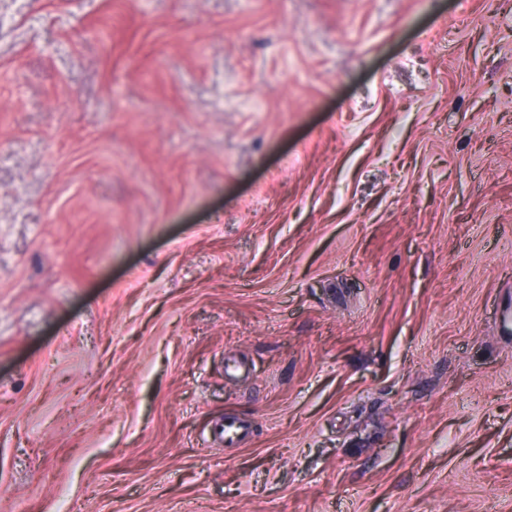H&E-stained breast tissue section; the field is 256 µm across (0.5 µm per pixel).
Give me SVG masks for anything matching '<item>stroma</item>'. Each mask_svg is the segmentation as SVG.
I'll return each mask as SVG.
<instances>
[{"label":"stroma","instance_id":"obj_1","mask_svg":"<svg viewBox=\"0 0 512 512\" xmlns=\"http://www.w3.org/2000/svg\"><path fill=\"white\" fill-rule=\"evenodd\" d=\"M511 302L512 0H0V512H512Z\"/></svg>","mask_w":512,"mask_h":512}]
</instances>
